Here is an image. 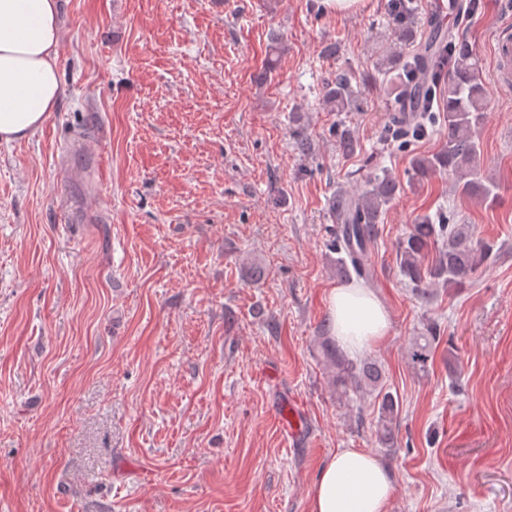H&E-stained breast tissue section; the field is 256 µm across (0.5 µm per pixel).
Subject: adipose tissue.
I'll return each mask as SVG.
<instances>
[{
	"mask_svg": "<svg viewBox=\"0 0 512 512\" xmlns=\"http://www.w3.org/2000/svg\"><path fill=\"white\" fill-rule=\"evenodd\" d=\"M58 0H0V143L30 139L61 94ZM328 308L337 341L349 354L382 340L388 313L371 289L333 288ZM392 477L372 454L345 448L320 469L309 512H388Z\"/></svg>",
	"mask_w": 512,
	"mask_h": 512,
	"instance_id": "adipose-tissue-1",
	"label": "adipose tissue"
}]
</instances>
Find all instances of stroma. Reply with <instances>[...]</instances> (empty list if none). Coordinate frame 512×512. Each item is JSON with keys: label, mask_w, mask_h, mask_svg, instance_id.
Instances as JSON below:
<instances>
[{"label": "stroma", "mask_w": 512, "mask_h": 512, "mask_svg": "<svg viewBox=\"0 0 512 512\" xmlns=\"http://www.w3.org/2000/svg\"><path fill=\"white\" fill-rule=\"evenodd\" d=\"M61 4L60 103L31 139L0 144V512H309L342 448L388 467L390 512H512V91L494 55L512 0L443 23L482 68L494 202L447 172L413 180L444 125L405 147L384 138L397 91L379 64L399 48L387 0ZM340 70L369 79L359 110L323 104ZM340 124L359 155L337 152ZM80 168L94 183L69 178ZM382 168L401 188L368 285L390 330L364 355L399 399L391 454L372 398L339 401L313 349L341 283L332 202ZM448 211L497 255L426 306L396 243L416 215ZM427 322L440 342L422 373L406 354ZM291 399L305 411L293 448Z\"/></svg>", "instance_id": "35a3bbf8"}]
</instances>
